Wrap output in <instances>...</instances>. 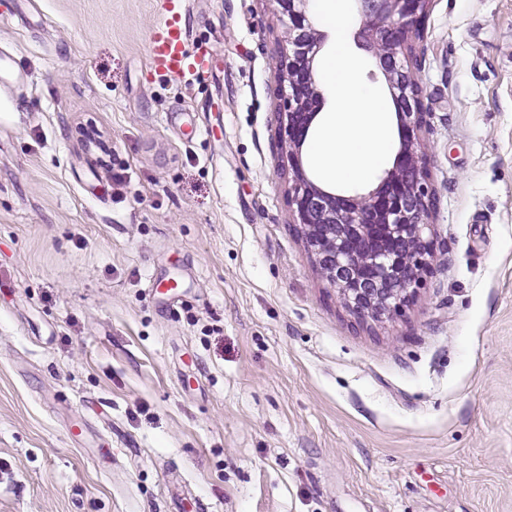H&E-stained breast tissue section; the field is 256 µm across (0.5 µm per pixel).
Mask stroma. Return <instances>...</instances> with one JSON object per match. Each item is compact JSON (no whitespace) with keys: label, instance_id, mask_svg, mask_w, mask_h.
Returning a JSON list of instances; mask_svg holds the SVG:
<instances>
[{"label":"stroma","instance_id":"obj_1","mask_svg":"<svg viewBox=\"0 0 512 512\" xmlns=\"http://www.w3.org/2000/svg\"><path fill=\"white\" fill-rule=\"evenodd\" d=\"M160 13L0 0V512H512V0L432 2L437 248L365 323L292 224L273 0H184L205 83ZM182 0H165V17L152 32L149 59L152 67L176 79L201 81L207 75L209 58L206 53L190 52L188 34L180 23L178 11Z\"/></svg>","mask_w":512,"mask_h":512}]
</instances>
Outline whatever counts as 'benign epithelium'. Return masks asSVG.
<instances>
[{"label":"benign epithelium","mask_w":512,"mask_h":512,"mask_svg":"<svg viewBox=\"0 0 512 512\" xmlns=\"http://www.w3.org/2000/svg\"><path fill=\"white\" fill-rule=\"evenodd\" d=\"M272 2L287 28L275 79L284 101L280 137L291 181L292 224L346 308L381 321L410 301L435 250L429 224L434 194L423 143L427 112L410 58L431 0H359L358 37L386 81L399 146L376 187L355 196L322 188L303 168L302 147L322 102L315 59L323 34L315 27L311 0Z\"/></svg>","instance_id":"7a95c632"}]
</instances>
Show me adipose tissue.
Returning a JSON list of instances; mask_svg holds the SVG:
<instances>
[{
  "label": "adipose tissue",
  "instance_id": "obj_1",
  "mask_svg": "<svg viewBox=\"0 0 512 512\" xmlns=\"http://www.w3.org/2000/svg\"><path fill=\"white\" fill-rule=\"evenodd\" d=\"M356 67V60L341 47L322 65L321 77L335 104L311 144V155L322 176L336 183L370 178L390 150L383 94L356 82Z\"/></svg>",
  "mask_w": 512,
  "mask_h": 512
}]
</instances>
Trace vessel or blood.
<instances>
[{"label":"vessel or blood","mask_w":512,"mask_h":512,"mask_svg":"<svg viewBox=\"0 0 512 512\" xmlns=\"http://www.w3.org/2000/svg\"><path fill=\"white\" fill-rule=\"evenodd\" d=\"M182 0H163L165 17L152 32L149 59L152 67L176 79L203 80L209 69L205 53L186 47L188 34L180 23Z\"/></svg>","instance_id":"1"}]
</instances>
